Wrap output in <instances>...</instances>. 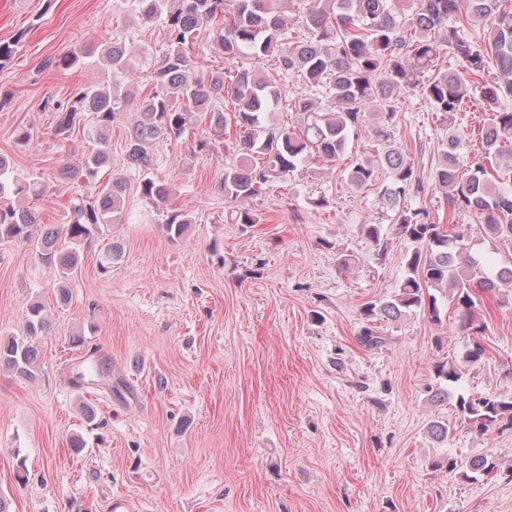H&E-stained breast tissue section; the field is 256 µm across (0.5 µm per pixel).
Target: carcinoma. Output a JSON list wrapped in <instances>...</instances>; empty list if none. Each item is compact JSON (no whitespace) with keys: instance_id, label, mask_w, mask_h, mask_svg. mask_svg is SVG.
<instances>
[{"instance_id":"cac0c4a2","label":"carcinoma","mask_w":512,"mask_h":512,"mask_svg":"<svg viewBox=\"0 0 512 512\" xmlns=\"http://www.w3.org/2000/svg\"><path fill=\"white\" fill-rule=\"evenodd\" d=\"M293 0H121L124 25H162L163 43L155 49L137 51L118 35L106 46L87 45L48 65L63 70L77 64L102 68L111 74L106 86L79 83L63 100L48 98L42 109L57 114L55 134L68 137L78 126L88 128L96 144L77 164L65 162L56 178L92 185L93 196L71 203L69 219L47 228L40 235L35 212L5 202L7 194L20 199L44 193L40 176L11 178L12 161L0 155V239L36 240L42 264L55 276L58 300H69L70 282L80 271L77 248L102 232V226L120 218L126 179L114 176L98 183L100 172L111 167L109 132L112 123L137 103L136 117L126 140L127 167L142 173L154 160V141L179 137L198 121H208L216 133L234 121L235 134L224 149L235 155L224 167L219 190L233 203L230 218L238 224H255L248 201L277 183H285L298 169L316 160H334L344 154L349 136L369 123L376 132L399 122V99L418 88L434 112L461 111L467 102L482 105L492 113L479 136L483 152L467 171L460 170V139L448 136L437 167L434 184L445 196L449 209H466L479 218L483 233L512 249V5L509 0H301L308 4L299 19L302 37H288L286 18ZM475 24L486 30L482 39L467 38L464 30ZM20 32L8 42L0 41V67L22 45ZM207 38L226 54L271 58L272 72L248 67L201 72L196 62L197 44ZM450 54L456 68L439 65ZM150 60L153 88L137 98L134 77L140 56ZM289 76L304 86L292 108L301 116L295 129L272 119L282 99L280 80ZM385 167L391 181L382 195L396 210V231L409 241L412 252L407 275L390 301L365 307V323L356 341L369 350H380L387 338L374 322L396 320L414 309L441 322L438 298L432 288H448L454 302L457 324L473 335L482 332L476 324L475 299L496 297L512 288V267L494 275L485 272L480 259L465 242L467 232L447 230L430 220L423 209L400 206L407 196L418 194L423 181L415 175L408 155L398 148L387 150L379 160H358L348 178L352 186L373 185L379 168ZM141 194L156 203L167 202L170 189L150 177L142 178ZM194 220L172 211L164 221L171 240L182 238ZM362 232L384 256L387 235L379 224H363ZM65 239L73 248L63 251ZM49 327L44 306H30L21 335L0 338V369L32 380L37 374L39 339ZM485 355L477 341L468 347L461 363H440V382L430 388L431 399L445 402L462 377L461 365L475 364ZM105 369L100 361L83 366L78 378L95 385ZM455 409L460 422L471 432L484 435L512 428V396L457 395ZM512 478V463L481 456L469 463L464 477L471 481L492 479L501 473Z\"/></svg>"}]
</instances>
